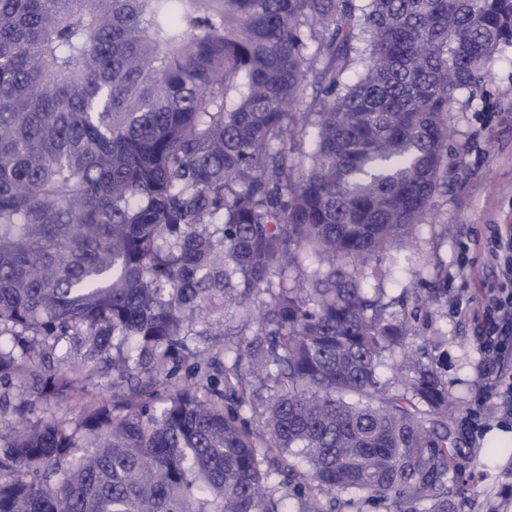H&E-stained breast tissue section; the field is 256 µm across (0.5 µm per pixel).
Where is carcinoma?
<instances>
[{"label": "carcinoma", "instance_id": "cac0c4a2", "mask_svg": "<svg viewBox=\"0 0 512 512\" xmlns=\"http://www.w3.org/2000/svg\"><path fill=\"white\" fill-rule=\"evenodd\" d=\"M505 45L512 0H0V512H458L446 289L368 279Z\"/></svg>", "mask_w": 512, "mask_h": 512}]
</instances>
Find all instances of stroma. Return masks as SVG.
<instances>
[{"instance_id":"obj_1","label":"stroma","mask_w":512,"mask_h":512,"mask_svg":"<svg viewBox=\"0 0 512 512\" xmlns=\"http://www.w3.org/2000/svg\"><path fill=\"white\" fill-rule=\"evenodd\" d=\"M449 126L462 166L436 196L432 213L415 227L405 247L411 261L394 264L382 286L392 295L447 289L439 303L421 310L412 343L420 345L436 331L448 338L435 356L449 392L461 403L457 426L476 456L459 512H512V448L487 445L490 433L512 434V410L499 408L495 390L500 374L512 373V354L495 363L485 359L475 316L489 285L502 278L479 245L490 238L491 225H512V47L496 55L490 80L469 107L451 113ZM460 302L469 314L457 311Z\"/></svg>"}]
</instances>
